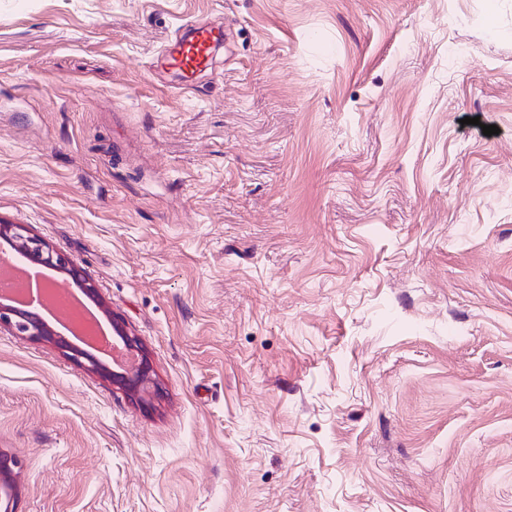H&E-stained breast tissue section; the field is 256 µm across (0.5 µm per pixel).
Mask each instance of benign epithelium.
Listing matches in <instances>:
<instances>
[{"label": "benign epithelium", "instance_id": "obj_1", "mask_svg": "<svg viewBox=\"0 0 512 512\" xmlns=\"http://www.w3.org/2000/svg\"><path fill=\"white\" fill-rule=\"evenodd\" d=\"M0 241L8 245L16 256L27 263L59 272L83 294L91 298L97 297L95 286L84 277L82 269L71 259L53 249L28 225L1 223ZM103 313L110 318L115 338L127 348L141 352L139 363L128 372L118 374L110 370L97 355V350L71 342L56 332L39 314L4 300L0 302V329H8L34 342L55 346L66 358L82 366L86 371L110 380L130 397L143 400L147 397L159 396L160 387L154 378L152 365L140 339L127 331L123 320L110 316L106 309ZM16 467H18L17 458L8 455L0 457V492L13 488L10 474Z\"/></svg>", "mask_w": 512, "mask_h": 512}]
</instances>
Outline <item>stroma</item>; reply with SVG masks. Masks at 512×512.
<instances>
[{
	"mask_svg": "<svg viewBox=\"0 0 512 512\" xmlns=\"http://www.w3.org/2000/svg\"><path fill=\"white\" fill-rule=\"evenodd\" d=\"M0 221L163 389L1 330L17 512H512V0H0ZM222 28L193 27L190 33L167 49L165 64L181 75L187 86H193L198 73L213 64V48L223 41ZM0 239L9 246L15 256L29 264L65 275L73 285L79 288L80 292L91 298L97 297L95 286L84 277L82 269L71 259L53 249L29 225L1 223Z\"/></svg>",
	"mask_w": 512,
	"mask_h": 512,
	"instance_id": "1",
	"label": "stroma"
}]
</instances>
